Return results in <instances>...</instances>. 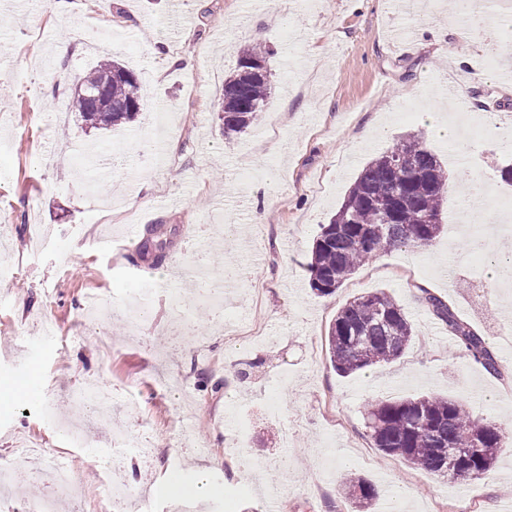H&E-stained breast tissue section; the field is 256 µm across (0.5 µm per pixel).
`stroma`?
<instances>
[{"label": "stroma", "instance_id": "obj_1", "mask_svg": "<svg viewBox=\"0 0 512 512\" xmlns=\"http://www.w3.org/2000/svg\"><path fill=\"white\" fill-rule=\"evenodd\" d=\"M45 0L0 5V461L20 441L64 456L72 488L56 512H112L102 448L114 432L153 448L151 459L116 461L134 497L130 512H181L159 486L173 472L192 481L207 467L202 512H352L344 475L379 490L371 512H503L512 505V454L493 479L470 483L417 469L372 446L371 400L416 393L464 401L494 421L512 446V292L486 263L472 262L456 207L488 212L511 194L498 167L512 159V126L467 143L460 164L447 139L423 124L419 103L437 81L457 82L465 103L512 113V24L506 0L488 14L495 70L474 72L468 0ZM414 26L407 49L391 44ZM161 42L165 53L152 50ZM269 46L271 97L257 125L225 140L217 103L237 50ZM190 56L187 71L166 56ZM133 69L144 108L127 125L83 128L69 102L82 71L103 57ZM465 65H457L460 57ZM423 134L448 173L444 229L427 250L389 249L335 294H314L304 265L319 227L341 206L365 164L395 139ZM164 144L170 164L149 160ZM477 179L490 191L472 198ZM136 206L142 238L123 218ZM443 297L487 337L500 373L488 374L419 302L418 285ZM383 291L408 313L416 335L397 361L349 376L330 364L326 336L345 302ZM52 319L54 336L41 333ZM112 390L96 406L90 390ZM51 489L49 475L17 470L0 490V512H25Z\"/></svg>", "mask_w": 512, "mask_h": 512}]
</instances>
